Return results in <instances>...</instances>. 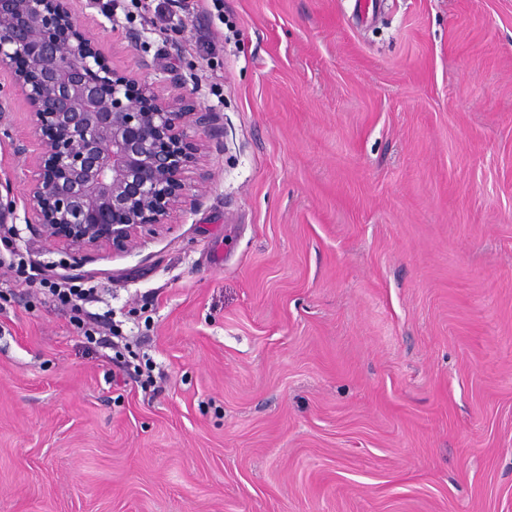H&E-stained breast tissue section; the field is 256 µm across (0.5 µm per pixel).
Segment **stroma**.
<instances>
[{
  "instance_id": "stroma-1",
  "label": "stroma",
  "mask_w": 512,
  "mask_h": 512,
  "mask_svg": "<svg viewBox=\"0 0 512 512\" xmlns=\"http://www.w3.org/2000/svg\"><path fill=\"white\" fill-rule=\"evenodd\" d=\"M112 19L109 64L216 129L128 252L0 224V512H512V0ZM19 259L94 289L154 389Z\"/></svg>"
}]
</instances>
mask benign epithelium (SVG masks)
<instances>
[{
  "label": "benign epithelium",
  "mask_w": 512,
  "mask_h": 512,
  "mask_svg": "<svg viewBox=\"0 0 512 512\" xmlns=\"http://www.w3.org/2000/svg\"><path fill=\"white\" fill-rule=\"evenodd\" d=\"M28 109L36 141L25 220L74 257L124 252L188 197L186 173L214 114L161 97L108 65L99 36L64 0H0V73ZM0 223L14 215L0 180Z\"/></svg>",
  "instance_id": "obj_1"
}]
</instances>
